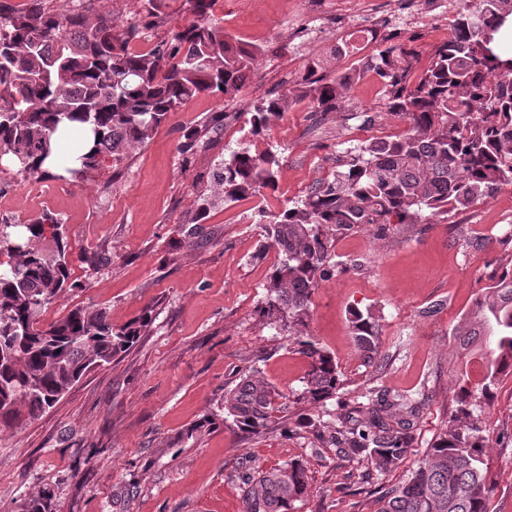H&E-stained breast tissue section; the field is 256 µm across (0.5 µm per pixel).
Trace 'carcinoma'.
<instances>
[{
    "label": "carcinoma",
    "instance_id": "obj_1",
    "mask_svg": "<svg viewBox=\"0 0 512 512\" xmlns=\"http://www.w3.org/2000/svg\"><path fill=\"white\" fill-rule=\"evenodd\" d=\"M53 0H29L16 10L0 4V161L31 179L50 174L68 143L56 144L59 126L72 138L92 137L80 166L66 169L86 179L123 152L146 145L156 129L187 100L200 94L230 98L246 84L262 48L234 40L213 15L215 0H186L191 23L147 53L129 50L139 25L90 18L77 4L60 12ZM448 39L417 74L411 52L384 43L363 56L351 39L334 49L336 74L321 76L322 62L308 60L301 87L254 102L248 134L266 135L271 117L308 101L315 112H334L350 88L369 73L386 92L389 114L407 129L346 151L332 178L318 183L264 223L259 250L278 260L256 309L261 324L288 338L307 360L298 399L317 405L337 397L344 380L335 358L308 333L315 288L354 268L332 261L337 238L371 226L384 236L391 224H428L468 210L500 186L512 183V60L482 47L486 29L497 33L512 16V0H456ZM277 154L254 153L242 144L217 165L214 181L224 201L237 202L275 185ZM0 424L14 426L43 416L95 366L128 351L151 321L150 311L115 329L103 309L76 308L48 325L42 309L68 286L69 250L62 224L43 215L28 224H0ZM489 277L491 284L454 328L457 336L494 338V347L466 353L455 374L458 406L416 467L381 497L377 512H488L493 485L484 467L487 438L470 407L492 403L499 381L512 376V259ZM354 345L364 365L380 353L379 319L371 310L349 312ZM478 364L472 380L467 365ZM375 395L363 417L344 408L328 423L301 415L309 428L344 459L367 460L389 473L400 467L414 441L425 400ZM275 387L252 370L224 391V415L251 438L285 423L288 405ZM244 512H290L310 492L306 467L290 461L254 475L244 471ZM23 512H57L48 493L34 496Z\"/></svg>",
    "mask_w": 512,
    "mask_h": 512
}]
</instances>
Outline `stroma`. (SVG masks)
<instances>
[{
  "instance_id": "stroma-1",
  "label": "stroma",
  "mask_w": 512,
  "mask_h": 512,
  "mask_svg": "<svg viewBox=\"0 0 512 512\" xmlns=\"http://www.w3.org/2000/svg\"><path fill=\"white\" fill-rule=\"evenodd\" d=\"M455 0H217L214 13L235 39L261 46L252 78L235 98L199 95L115 165L85 181L31 180L0 166V219L45 214L64 226L72 286L46 305L43 323L82 307L105 309L114 328L150 310L151 323L112 363L88 371L44 416L0 428V512H21L48 490L57 512H244L240 469L302 461L311 491L291 512H374L403 470L374 471L345 460L311 431L270 430L244 437L221 420L224 387L240 370H258L288 395L289 412L307 363L286 337L253 315L276 252H256L260 212L276 213L331 178L347 148L403 133L384 108L382 86L364 76L336 111L307 103L275 119L266 138L249 140L244 114L257 99L287 92L307 59L333 73L337 42L375 17L381 37L412 47L425 70L451 33ZM185 0H158L132 43L147 51L187 25ZM198 130L191 153L178 144ZM250 143L279 157L274 188L228 204L213 190L218 163ZM207 197L206 214L198 200ZM512 184L466 212L429 224H394L386 236L366 227L338 239L337 261L361 268L324 281L312 295L309 330L336 359L341 398L313 408L334 421L342 402L367 405L371 390L428 394L404 462L413 467L456 408L452 375L464 359L453 329L512 252ZM443 302L435 315L427 309ZM371 309L381 330L380 365L365 367L348 322ZM482 418L490 512H512V377L502 378Z\"/></svg>"
}]
</instances>
